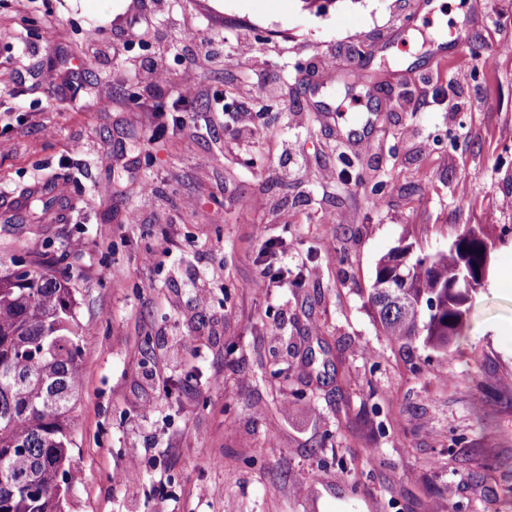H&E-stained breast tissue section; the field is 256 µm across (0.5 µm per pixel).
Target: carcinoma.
Here are the masks:
<instances>
[{
	"mask_svg": "<svg viewBox=\"0 0 512 512\" xmlns=\"http://www.w3.org/2000/svg\"><path fill=\"white\" fill-rule=\"evenodd\" d=\"M32 217H45L54 198L28 194ZM492 245L470 227L448 249L414 255L393 298L370 288L368 301L383 332L406 346L421 339L446 351L462 335L476 292L457 284L460 266L480 275ZM399 253L376 266L390 275ZM70 279L36 271L22 256L0 254V512H63L72 482L71 412L80 397L83 327ZM28 478L18 486L13 479Z\"/></svg>",
	"mask_w": 512,
	"mask_h": 512,
	"instance_id": "cac0c4a2",
	"label": "carcinoma"
}]
</instances>
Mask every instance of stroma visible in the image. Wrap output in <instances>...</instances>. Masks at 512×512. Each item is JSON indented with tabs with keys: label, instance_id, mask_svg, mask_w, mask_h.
<instances>
[{
	"label": "stroma",
	"instance_id": "1",
	"mask_svg": "<svg viewBox=\"0 0 512 512\" xmlns=\"http://www.w3.org/2000/svg\"><path fill=\"white\" fill-rule=\"evenodd\" d=\"M321 3L0 0V193L55 177L79 201L66 223H0V249L77 290L66 512H512V0L430 19L419 0ZM143 15L162 39L129 38ZM452 31L465 44L436 55ZM242 39L268 83L238 67ZM60 62L63 94L44 79ZM224 92L256 136L214 110ZM471 226L495 249L459 343L389 340L379 259ZM266 239L288 282L259 290Z\"/></svg>",
	"mask_w": 512,
	"mask_h": 512
}]
</instances>
